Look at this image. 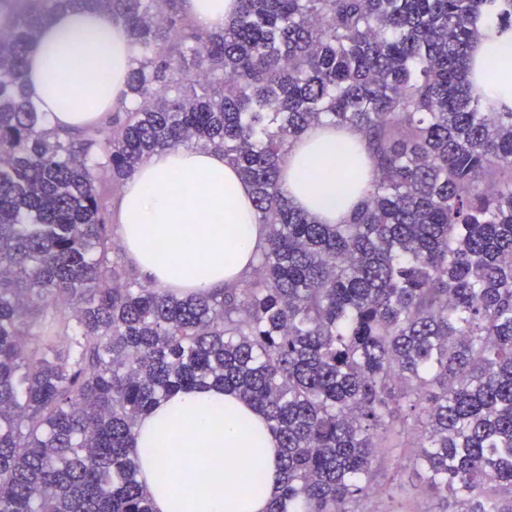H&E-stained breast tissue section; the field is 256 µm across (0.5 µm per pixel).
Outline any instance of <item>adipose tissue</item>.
<instances>
[{"label": "adipose tissue", "instance_id": "ef3b65f1", "mask_svg": "<svg viewBox=\"0 0 512 512\" xmlns=\"http://www.w3.org/2000/svg\"><path fill=\"white\" fill-rule=\"evenodd\" d=\"M183 8L195 27L219 32L236 15L238 0H184ZM137 54L122 21L90 9L59 10L26 56V97L52 125H85L133 106L127 74ZM471 62L472 82L512 106V31L484 27ZM490 69L497 80L488 86ZM339 137L356 134L308 130L290 145L282 168L283 193L321 224L346 223L368 190L360 185L336 204L335 177L319 184L302 179L316 163H335ZM114 226L141 277L183 293L239 280L266 237L250 184L222 153L194 148L155 154L127 179ZM135 446L154 512H268L281 491L277 437L258 410L220 386L158 402L139 420ZM253 470L262 479L258 492L248 481Z\"/></svg>", "mask_w": 512, "mask_h": 512}]
</instances>
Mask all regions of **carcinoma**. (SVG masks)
Masks as SVG:
<instances>
[{"instance_id": "carcinoma-1", "label": "carcinoma", "mask_w": 512, "mask_h": 512, "mask_svg": "<svg viewBox=\"0 0 512 512\" xmlns=\"http://www.w3.org/2000/svg\"><path fill=\"white\" fill-rule=\"evenodd\" d=\"M0 0V512H153L133 448L160 399L218 383L260 411L269 512H371L393 438L448 512H512V108L468 78L512 0ZM125 23L136 106L59 130L23 92L60 8ZM362 140L365 200L317 224L280 187L313 126ZM219 151L267 236L252 271L181 296L112 252L107 198L152 155ZM183 8L192 24L206 32L224 30V23L238 11L237 0H183Z\"/></svg>"}]
</instances>
